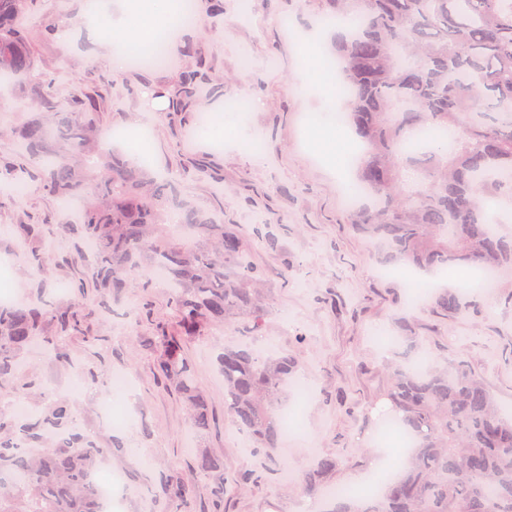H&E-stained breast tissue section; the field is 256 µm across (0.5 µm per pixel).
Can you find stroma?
Listing matches in <instances>:
<instances>
[{
    "label": "stroma",
    "instance_id": "1",
    "mask_svg": "<svg viewBox=\"0 0 512 512\" xmlns=\"http://www.w3.org/2000/svg\"><path fill=\"white\" fill-rule=\"evenodd\" d=\"M314 13L313 0H224L222 13L200 11L196 28L176 34L173 67L127 65L118 73L99 59L126 54L130 46L88 36L89 0H48L40 15L26 21L35 75L52 87L59 105H66L79 83L96 97L104 129H147L152 170L250 240L270 303L259 341L295 349V377L314 391L290 443L288 467L296 479L288 482L262 471L246 433L224 411V380L214 367V348L233 342L232 332L189 341L185 353L211 417L206 434L194 437L182 397L156 362L159 329L175 320L170 289L137 282L121 300L105 302L91 283L88 259L71 262L61 254L40 269L24 261L15 224L55 228L76 223L77 213L48 194L33 170L24 169L15 142L0 130V185L18 177L25 182L22 196L0 198V264L14 295L25 300L38 291L52 304L70 303L92 314V337L58 341L70 365L38 349L26 356L23 376L41 381L26 402L34 413L55 398L71 404L84 433L105 450L101 470L122 481V512H156L168 475L193 490L188 512H305L310 503L325 512L326 498L306 493L300 482L311 449L336 457L335 484H355L388 458L387 449L373 447L372 437L381 425L380 396L405 354L397 340L394 302L406 288L401 279L380 272L366 239L349 223L343 202L348 147L319 123L323 111L336 107V97L323 85L308 87L299 61L305 42L319 46L324 56L334 54L333 33L308 29ZM284 14L293 17L296 31L282 27ZM51 20L71 29V37L46 33ZM196 37L219 87L197 97L194 111L221 114L229 102L247 98L246 126L261 140V151L246 150L230 130L223 150H212L206 133L187 146L186 122L164 109L148 111L147 94L176 81L190 63L180 48ZM244 54L250 59L246 68L240 62ZM414 326L421 354H434L440 368L467 363L512 413V272L500 275L478 311L448 321L419 312ZM301 332L306 340L295 344ZM124 373L132 379L127 389L113 383ZM107 397L122 409L120 421L104 418L101 403ZM202 451L224 463L223 506H216L209 479L194 467ZM248 472L253 480L241 484Z\"/></svg>",
    "mask_w": 512,
    "mask_h": 512
}]
</instances>
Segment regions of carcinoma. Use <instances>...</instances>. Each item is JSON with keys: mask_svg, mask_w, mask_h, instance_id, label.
Masks as SVG:
<instances>
[{"mask_svg": "<svg viewBox=\"0 0 512 512\" xmlns=\"http://www.w3.org/2000/svg\"><path fill=\"white\" fill-rule=\"evenodd\" d=\"M45 0H0V84L26 85L35 67L27 16ZM317 22L352 18L356 30L336 43V76L346 123L364 144L352 171L359 197L350 223L383 267L445 271L512 267V235L494 204L512 200V0H315ZM212 81L200 65L184 71L170 97L181 109ZM70 108L50 96L43 111L5 125L38 169L47 191L79 203L76 224L54 232L20 224L38 267L63 244L93 247L96 290L119 300L133 280L153 282L166 269L176 323L162 332L159 365L185 399L196 435L208 431V399L196 385L183 342L231 328L241 339L220 349L225 412L252 450L277 463L296 359L279 348L260 354L245 340L269 314L263 272L249 240L224 218L182 197L172 181L106 143L89 108L94 97L72 89ZM478 295L436 286L427 310L442 319L473 309ZM89 313L46 303L41 293L0 305V395L39 385L19 376L24 355L54 348L59 336L83 333ZM402 430L415 439L399 475L379 493L357 499L336 486L328 512H512V418L483 379L464 363L443 369L398 368L384 392ZM104 450L84 433L71 405L50 401L31 414L0 415V512H102L95 477ZM336 457L312 460L303 482L317 489L336 472ZM195 467L224 498V465L201 452ZM193 491L173 476L161 488L164 508L180 512Z\"/></svg>", "mask_w": 512, "mask_h": 512, "instance_id": "obj_1", "label": "carcinoma"}]
</instances>
